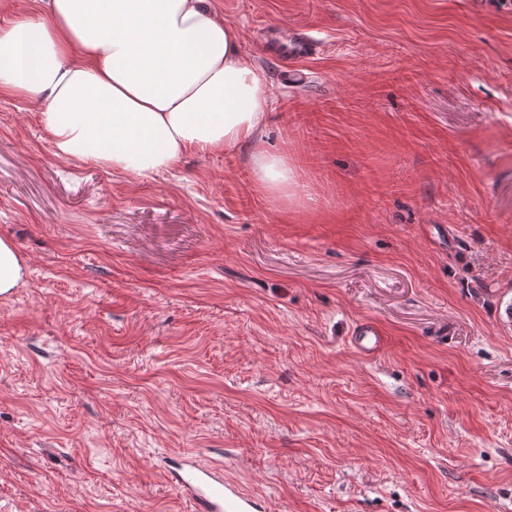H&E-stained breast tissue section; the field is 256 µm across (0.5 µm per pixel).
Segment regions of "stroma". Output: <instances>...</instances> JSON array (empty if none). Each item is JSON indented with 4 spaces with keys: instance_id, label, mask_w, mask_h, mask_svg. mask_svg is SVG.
I'll use <instances>...</instances> for the list:
<instances>
[{
    "instance_id": "stroma-1",
    "label": "stroma",
    "mask_w": 512,
    "mask_h": 512,
    "mask_svg": "<svg viewBox=\"0 0 512 512\" xmlns=\"http://www.w3.org/2000/svg\"><path fill=\"white\" fill-rule=\"evenodd\" d=\"M207 2L288 200L253 146L134 177L0 97V512H190L174 453L267 512H512V0ZM269 53L277 56L288 71V64L295 60L307 57L311 54L314 46V39L310 35L292 37L289 43H283L269 35L265 40ZM252 166L256 182L262 190L288 198V188L295 181V172L285 155L262 149L253 154ZM25 263L14 245L0 239V296L7 297L23 283ZM381 336L375 323H361L355 331L353 345L362 356L371 357L381 350Z\"/></svg>"
}]
</instances>
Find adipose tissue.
Here are the masks:
<instances>
[{
	"label": "adipose tissue",
	"instance_id": "1",
	"mask_svg": "<svg viewBox=\"0 0 512 512\" xmlns=\"http://www.w3.org/2000/svg\"><path fill=\"white\" fill-rule=\"evenodd\" d=\"M239 41L206 0H41L0 26V95L42 101L55 156L156 174L262 140L270 83ZM252 166L262 190L287 196L285 155L263 149Z\"/></svg>",
	"mask_w": 512,
	"mask_h": 512
}]
</instances>
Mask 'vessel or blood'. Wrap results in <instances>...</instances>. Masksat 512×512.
I'll return each mask as SVG.
<instances>
[{"label":"vessel or blood","mask_w":512,"mask_h":512,"mask_svg":"<svg viewBox=\"0 0 512 512\" xmlns=\"http://www.w3.org/2000/svg\"><path fill=\"white\" fill-rule=\"evenodd\" d=\"M313 46L314 39L309 35L291 38L286 43L272 36L266 39L268 52L286 65L309 56ZM353 345L362 356L377 354L382 347V338L375 323L360 324ZM163 467L172 484L188 498L191 512H263L262 498L225 478L223 465L204 466L190 456H173L165 458Z\"/></svg>","instance_id":"b4317fda"}]
</instances>
